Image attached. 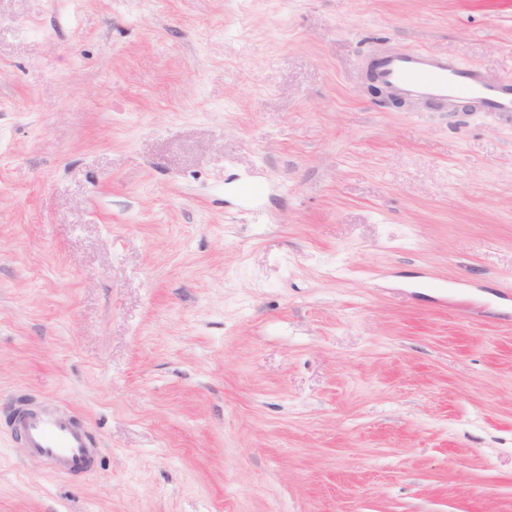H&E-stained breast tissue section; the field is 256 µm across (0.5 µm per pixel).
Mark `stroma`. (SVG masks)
Listing matches in <instances>:
<instances>
[{"instance_id": "1", "label": "stroma", "mask_w": 512, "mask_h": 512, "mask_svg": "<svg viewBox=\"0 0 512 512\" xmlns=\"http://www.w3.org/2000/svg\"><path fill=\"white\" fill-rule=\"evenodd\" d=\"M409 47L512 78V0H0V512H512V115ZM373 76L399 96L421 103L478 104L483 112L512 114V79L418 47L379 56ZM13 425L29 451L54 472L67 475L88 473L97 461V448L74 416L57 408H32L23 402L11 411Z\"/></svg>"}]
</instances>
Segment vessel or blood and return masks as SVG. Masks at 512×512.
Wrapping results in <instances>:
<instances>
[{"label": "vessel or blood", "instance_id": "vessel-or-blood-1", "mask_svg": "<svg viewBox=\"0 0 512 512\" xmlns=\"http://www.w3.org/2000/svg\"><path fill=\"white\" fill-rule=\"evenodd\" d=\"M373 76L399 96L421 103L479 105L482 111L512 114V79H494L480 68L411 47L379 56ZM12 422L29 451L52 471L84 474L97 461L92 439L74 416L55 408L16 404Z\"/></svg>", "mask_w": 512, "mask_h": 512}]
</instances>
